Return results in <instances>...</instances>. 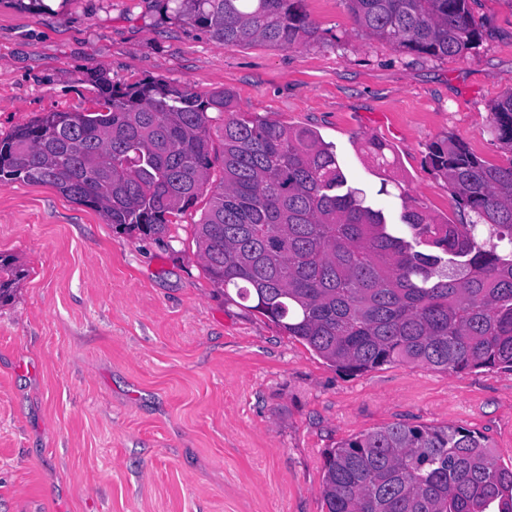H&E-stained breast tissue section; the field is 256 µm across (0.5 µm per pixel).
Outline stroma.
Here are the masks:
<instances>
[{"label":"stroma","mask_w":512,"mask_h":512,"mask_svg":"<svg viewBox=\"0 0 512 512\" xmlns=\"http://www.w3.org/2000/svg\"><path fill=\"white\" fill-rule=\"evenodd\" d=\"M481 36L461 58L357 32L343 0H304L317 40L224 46L173 0H0V139L92 107L100 82L228 90L238 110L309 128L387 223L417 199L463 217L427 147L463 139L491 164V108L512 92V0H471ZM382 142L391 184L361 144ZM208 197L160 237L106 222L55 188L0 182V512H325L323 453L391 423L460 426L512 468V374L330 366L225 300L197 253Z\"/></svg>","instance_id":"stroma-1"}]
</instances>
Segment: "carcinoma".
I'll list each match as a JSON object with an SVG mask.
<instances>
[{"mask_svg": "<svg viewBox=\"0 0 512 512\" xmlns=\"http://www.w3.org/2000/svg\"><path fill=\"white\" fill-rule=\"evenodd\" d=\"M175 2L224 46L292 48L317 32L303 0ZM344 2L362 35L408 53L461 57L480 36L470 0ZM211 110L230 117L196 238L226 299L347 375L397 362L512 372V158L492 165L456 137L431 142L426 163L469 221L439 223L416 202L402 231L315 131L239 112L226 90L148 80L18 126L0 140V178L50 185L109 224L160 236L209 182ZM491 122L512 153V94ZM368 154L391 165L380 143ZM322 495L325 512H512V468L465 428L392 423L325 451Z\"/></svg>", "mask_w": 512, "mask_h": 512, "instance_id": "obj_1", "label": "carcinoma"}]
</instances>
